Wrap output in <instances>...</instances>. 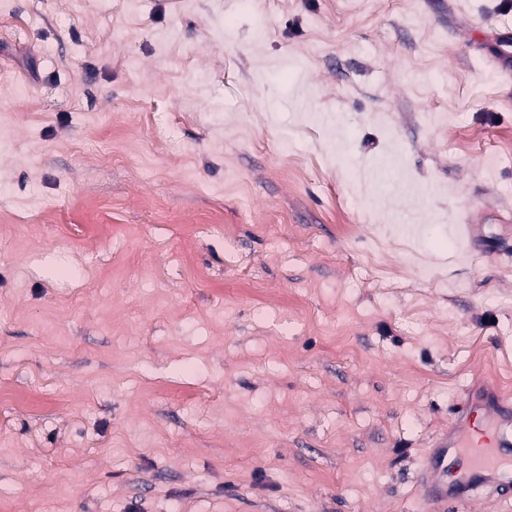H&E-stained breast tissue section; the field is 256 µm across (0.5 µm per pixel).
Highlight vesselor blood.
<instances>
[{"instance_id":"vessel-or-blood-1","label":"vessel or blood","mask_w":512,"mask_h":512,"mask_svg":"<svg viewBox=\"0 0 512 512\" xmlns=\"http://www.w3.org/2000/svg\"><path fill=\"white\" fill-rule=\"evenodd\" d=\"M493 45L489 59L495 72L511 77L512 25ZM419 486L423 500L439 507L512 498V417L506 416L502 399L467 389L447 430L434 437L422 461Z\"/></svg>"}]
</instances>
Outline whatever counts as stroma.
Listing matches in <instances>:
<instances>
[{
  "mask_svg": "<svg viewBox=\"0 0 512 512\" xmlns=\"http://www.w3.org/2000/svg\"><path fill=\"white\" fill-rule=\"evenodd\" d=\"M260 3L0 0V512H417L512 399V0ZM497 51L488 49V56L494 66V71L501 77L512 76V24L500 32L494 42ZM511 58L510 62H507Z\"/></svg>",
  "mask_w": 512,
  "mask_h": 512,
  "instance_id": "35a3bbf8",
  "label": "stroma"
}]
</instances>
